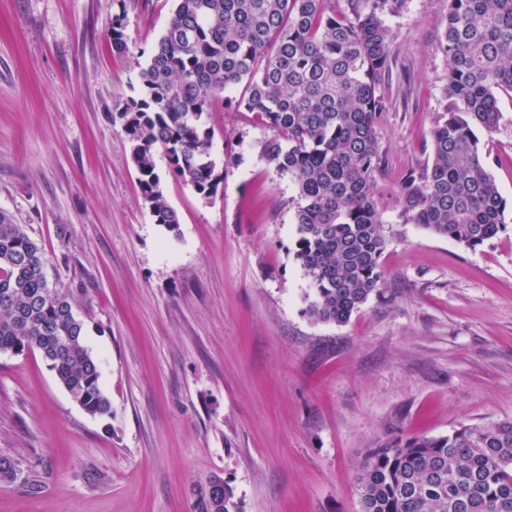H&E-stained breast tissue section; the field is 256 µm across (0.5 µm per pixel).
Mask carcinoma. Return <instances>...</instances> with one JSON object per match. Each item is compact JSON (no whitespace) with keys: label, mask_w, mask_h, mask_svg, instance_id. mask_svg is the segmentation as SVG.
I'll return each instance as SVG.
<instances>
[{"label":"carcinoma","mask_w":512,"mask_h":512,"mask_svg":"<svg viewBox=\"0 0 512 512\" xmlns=\"http://www.w3.org/2000/svg\"><path fill=\"white\" fill-rule=\"evenodd\" d=\"M176 0L145 63L138 91L118 105L132 162L155 223H179L155 160L209 199L220 183L211 157L210 112L230 104L277 131L260 158L297 190L296 252L311 281L306 313L342 324L384 294L381 257L389 236L375 198L385 167L376 126L381 87L397 33L384 17L402 0ZM123 17L107 36L128 51ZM439 49L448 59L450 104L432 131V161L408 172L401 217L468 249L504 232L506 200L487 170L474 128L494 129L497 91H512V0H448ZM46 259L22 225L0 211V353L37 349L90 415L110 401L85 324L70 295L49 285ZM361 512H512V421L453 433L386 440L359 465ZM197 512H240L233 488L215 476Z\"/></svg>","instance_id":"carcinoma-1"}]
</instances>
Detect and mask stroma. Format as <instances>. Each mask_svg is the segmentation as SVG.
<instances>
[{
	"label": "stroma",
	"instance_id": "1",
	"mask_svg": "<svg viewBox=\"0 0 512 512\" xmlns=\"http://www.w3.org/2000/svg\"><path fill=\"white\" fill-rule=\"evenodd\" d=\"M174 0H0V211L42 245L75 300L111 401L86 413L38 350L0 353V512H196L212 477L240 512H361L366 449L512 420V92L477 129L507 229L471 250L401 218L432 160L446 93L448 0H403L376 130L391 240L383 297L343 325L306 312L293 180L260 158L273 129L208 118L209 200L157 169L179 222L155 223L115 108ZM124 14L128 54L106 30Z\"/></svg>",
	"mask_w": 512,
	"mask_h": 512
}]
</instances>
